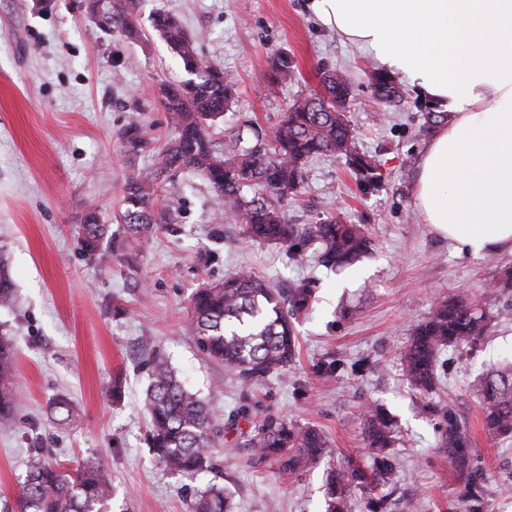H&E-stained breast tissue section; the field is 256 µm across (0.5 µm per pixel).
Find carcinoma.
<instances>
[{
	"mask_svg": "<svg viewBox=\"0 0 512 512\" xmlns=\"http://www.w3.org/2000/svg\"><path fill=\"white\" fill-rule=\"evenodd\" d=\"M136 6V0H90L89 9L105 27L132 37L136 35L132 23ZM152 21L177 54L188 78L161 87V104L169 113L175 137L160 152L155 169L130 177L124 186L121 218L130 235L146 236L155 225L168 223L165 212L157 208L162 177L187 170L203 175L221 198L220 217H242L248 237L278 245L294 260L303 257L312 242L318 246L319 263L326 268L348 266L365 255L372 244L365 225L344 224L334 218L319 224H295L283 208L288 195L303 185L308 160L317 156L345 158L363 190L377 188L374 166L359 154L346 112L336 110L345 107L349 97L347 78L324 68L321 91L294 98L272 130L247 120L218 142L208 129L231 109L237 82L201 57L195 40L176 16L159 12ZM268 66L272 81L290 80L295 74V62L284 51L270 57ZM371 86L386 104L401 99L400 87L385 73L372 72ZM120 138L129 153L147 145L136 124L127 126ZM109 232L110 225L99 223L96 210L89 208L77 226L88 259L103 264L111 258L112 252L104 246ZM312 295V283L302 280L285 300L265 280L239 270L194 291L188 331L209 359L224 363L238 376L242 389L248 390L293 361L292 316L307 308ZM16 299L13 279L0 257V307H8ZM489 327V315L465 295L437 299L430 315L415 328L402 357L407 380L416 390L431 392L437 384L439 355L449 347L476 345ZM148 364L147 443L154 460L164 470L189 479L219 470L216 448L225 429L219 425L221 413L182 384L165 356L154 354ZM15 377L14 344L1 336L0 425L4 427L11 426L15 418ZM472 392L481 408L482 428L503 439L512 438V363L479 375ZM433 410L443 416L445 428L439 447L448 453L452 468L467 479L472 492L493 497L497 488L477 477L469 451L470 436L453 408L443 404ZM241 419L253 423L246 445L254 456L274 459L284 473L315 469L329 453L326 435L315 427H301L271 414L256 420L244 408L229 415L228 425L233 427ZM364 434L368 447L376 451L372 469L350 465L327 470L324 512H354L356 490L394 485L396 467L388 452L396 442L392 418L380 407L367 410ZM111 500L112 480L105 459L87 461L71 474L49 463L37 440L19 483L14 512H111ZM189 512H231L224 487L212 484L197 491Z\"/></svg>",
	"mask_w": 512,
	"mask_h": 512,
	"instance_id": "obj_1",
	"label": "carcinoma"
}]
</instances>
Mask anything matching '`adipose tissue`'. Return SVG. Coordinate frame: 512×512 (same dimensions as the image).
<instances>
[{"label": "adipose tissue", "mask_w": 512, "mask_h": 512, "mask_svg": "<svg viewBox=\"0 0 512 512\" xmlns=\"http://www.w3.org/2000/svg\"><path fill=\"white\" fill-rule=\"evenodd\" d=\"M320 21L448 114L415 202L472 255L512 253V0H312Z\"/></svg>", "instance_id": "adipose-tissue-1"}]
</instances>
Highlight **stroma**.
Here are the masks:
<instances>
[{"instance_id": "obj_1", "label": "stroma", "mask_w": 512, "mask_h": 512, "mask_svg": "<svg viewBox=\"0 0 512 512\" xmlns=\"http://www.w3.org/2000/svg\"><path fill=\"white\" fill-rule=\"evenodd\" d=\"M86 4L0 0V255L18 293L13 307L0 308V335L17 351L18 393L13 428H0V512L15 505L34 435L68 471L106 457L112 512H188L194 494L213 483L228 493L232 512H323L322 469L286 475L274 460H255L245 421L224 433L220 473L191 481L161 471L143 410L152 350L223 413L247 399L320 428L331 443L326 462L337 467L371 465L363 409L384 408L398 436L386 512H512V438L482 430L470 390L478 375L512 361V288L497 285L512 270V254L458 252L425 224L414 203L417 163L431 135L422 96L405 83L400 103L380 102L370 83L374 62L328 29L310 0H140L134 40L103 30ZM160 10L176 14L200 53L238 82L231 112L210 130L215 139L246 119L274 127L296 95L320 91L323 66L345 72L353 90L347 116L359 152L376 165L378 187L362 191L344 159L318 156L286 209L300 224L333 217L367 225L366 256L335 269L294 262L283 248L249 239L241 224L214 223L220 200L188 171L164 178L174 223L146 237L125 233L124 183L153 168L173 136L160 86L186 77L152 27ZM279 51L294 58L299 75L273 83L265 75ZM132 123L149 141L135 154L119 138ZM89 203L112 227L111 264L79 249L75 227ZM241 267L284 291L301 279L316 283L295 321L294 361L246 399L187 332L196 288ZM459 291L489 314V333L476 348L440 355L437 388L426 397L409 386L400 357L434 299ZM59 399L76 407L64 426L47 418ZM429 400L455 408L497 496L463 498L464 481L438 446L443 420L424 408Z\"/></svg>"}]
</instances>
